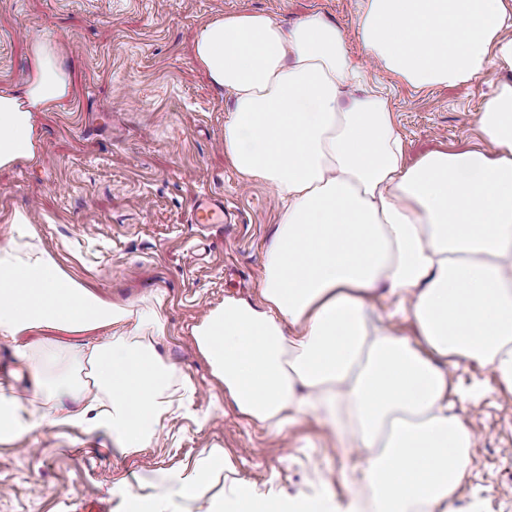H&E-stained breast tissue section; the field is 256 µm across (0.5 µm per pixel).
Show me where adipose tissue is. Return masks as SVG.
<instances>
[{"label": "adipose tissue", "mask_w": 512, "mask_h": 512, "mask_svg": "<svg viewBox=\"0 0 512 512\" xmlns=\"http://www.w3.org/2000/svg\"><path fill=\"white\" fill-rule=\"evenodd\" d=\"M357 37L378 69L419 91L495 74L478 118L484 149L434 152L413 166L390 99L363 86L344 33L319 15L214 19L193 59L232 110L224 151L282 201L260 299L225 297L194 330L241 414L278 432L311 412L362 448V489L345 502L255 492L226 478L222 449L169 476L163 494L126 491L128 512H179L212 478V512H458L473 437L450 373L492 368L512 395V0H359ZM21 93L0 91V167L33 158L36 115L71 91L59 47L35 38ZM392 303L410 320L395 327ZM49 326L80 335L45 391L49 422L147 447L172 413L175 369L157 355L161 305L104 301L55 253L0 254V335ZM36 420L0 394V441Z\"/></svg>", "instance_id": "1"}]
</instances>
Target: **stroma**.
<instances>
[{"mask_svg": "<svg viewBox=\"0 0 512 512\" xmlns=\"http://www.w3.org/2000/svg\"><path fill=\"white\" fill-rule=\"evenodd\" d=\"M285 22L318 13L346 37L363 64L356 0H0V90H20L30 71L28 44L55 42L72 91L36 116L34 158L0 168V248L30 243L56 252L63 269L110 301L163 297L167 331L155 350L194 389L145 448L115 450L112 436L47 424L0 442V512H124L122 487L142 475L191 469L219 447L234 479L258 491L294 496L313 490L342 499L360 476L362 452L338 439L318 414L287 436L253 423L225 397L198 350L193 329L225 297L258 295L264 247L279 222L269 188L245 181L224 151L231 101L192 58L206 22L240 12ZM390 98L404 140V162L435 151L481 147L477 119L491 91L477 79L412 91L366 74ZM224 198L228 224H194L193 199ZM30 213L24 227L15 212ZM107 330L72 335L37 329L0 337V385L22 398L35 386L17 349L53 342L101 344ZM455 409L475 436L462 512H512V396L491 369L461 364L451 376Z\"/></svg>", "mask_w": 512, "mask_h": 512, "instance_id": "stroma-1", "label": "stroma"}]
</instances>
